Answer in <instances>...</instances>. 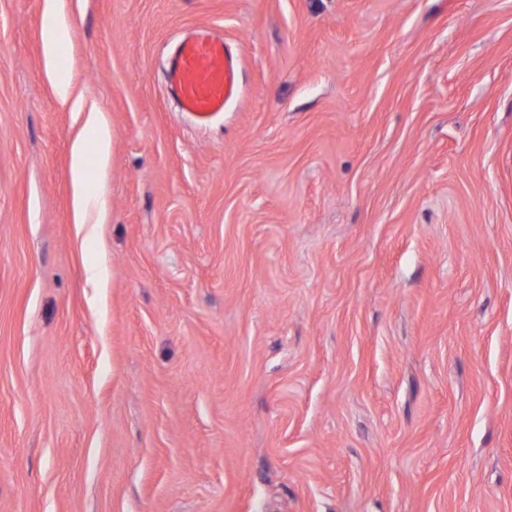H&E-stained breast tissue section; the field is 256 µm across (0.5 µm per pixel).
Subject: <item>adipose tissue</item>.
Here are the masks:
<instances>
[{"label": "adipose tissue", "mask_w": 512, "mask_h": 512, "mask_svg": "<svg viewBox=\"0 0 512 512\" xmlns=\"http://www.w3.org/2000/svg\"><path fill=\"white\" fill-rule=\"evenodd\" d=\"M112 144V134L98 109H90L81 134L71 147V170L73 174L75 222L86 225L90 222L91 212H104L101 198L88 197L82 191L83 182L89 168L105 173Z\"/></svg>", "instance_id": "ef3b65f1"}]
</instances>
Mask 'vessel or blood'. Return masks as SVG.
<instances>
[{"mask_svg": "<svg viewBox=\"0 0 512 512\" xmlns=\"http://www.w3.org/2000/svg\"><path fill=\"white\" fill-rule=\"evenodd\" d=\"M241 83L240 65L222 37L201 31L177 41L169 51L167 92L199 124L223 112Z\"/></svg>", "mask_w": 512, "mask_h": 512, "instance_id": "1", "label": "vessel or blood"}]
</instances>
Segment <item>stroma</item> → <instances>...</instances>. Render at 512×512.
Instances as JSON below:
<instances>
[{
  "label": "stroma",
  "instance_id": "obj_1",
  "mask_svg": "<svg viewBox=\"0 0 512 512\" xmlns=\"http://www.w3.org/2000/svg\"><path fill=\"white\" fill-rule=\"evenodd\" d=\"M58 7L67 103L0 0V512H512V0ZM197 30L243 74L205 127ZM241 68L220 36L206 31L189 35L171 47L166 67L167 93L201 125L236 97ZM89 144L93 146V159L89 156ZM112 144V134L103 120L102 112L90 109L82 133L74 140L71 147V170L74 180L75 223L83 228L86 224H99L105 205L100 197H88L82 192L83 182L91 165L99 176H104ZM97 211V220L90 223V211Z\"/></svg>",
  "mask_w": 512,
  "mask_h": 512
}]
</instances>
